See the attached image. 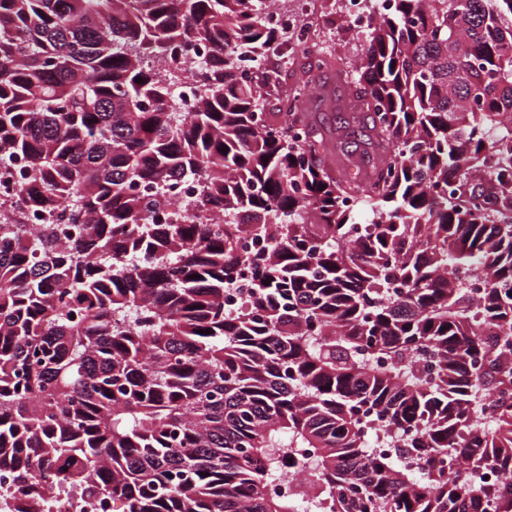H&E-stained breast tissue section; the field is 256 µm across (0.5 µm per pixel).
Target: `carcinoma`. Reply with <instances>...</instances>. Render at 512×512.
<instances>
[{
	"instance_id": "obj_1",
	"label": "carcinoma",
	"mask_w": 512,
	"mask_h": 512,
	"mask_svg": "<svg viewBox=\"0 0 512 512\" xmlns=\"http://www.w3.org/2000/svg\"><path fill=\"white\" fill-rule=\"evenodd\" d=\"M286 2L0 0L11 512L54 489L119 512H512V0H390L351 32L348 181L309 82L266 112V61L304 43L265 24Z\"/></svg>"
}]
</instances>
